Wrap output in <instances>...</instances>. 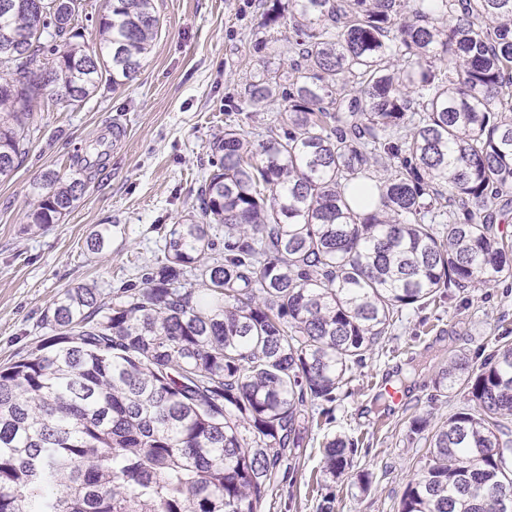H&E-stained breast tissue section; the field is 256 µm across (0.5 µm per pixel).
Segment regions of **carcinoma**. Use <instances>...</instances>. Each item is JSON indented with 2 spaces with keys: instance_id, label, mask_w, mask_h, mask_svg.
Segmentation results:
<instances>
[{
  "instance_id": "1",
  "label": "carcinoma",
  "mask_w": 512,
  "mask_h": 512,
  "mask_svg": "<svg viewBox=\"0 0 512 512\" xmlns=\"http://www.w3.org/2000/svg\"><path fill=\"white\" fill-rule=\"evenodd\" d=\"M5 2L1 180L49 94L35 72L81 103L133 79L160 29L155 0H109L90 50L81 0ZM261 5L264 27L288 21V76L264 60L240 98L278 96L284 113L259 142L224 127L200 218L171 225L139 284L108 301L66 288L44 315L54 335L0 369V512H265L309 408L336 401L403 310L512 277L496 227L512 202V0ZM86 186L44 171L25 230ZM111 240L98 224L86 244ZM458 386L448 420L409 424L429 458L398 512H512V342L480 364L453 356L439 387ZM362 445L326 439L323 475Z\"/></svg>"
}]
</instances>
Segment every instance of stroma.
Instances as JSON below:
<instances>
[{"mask_svg":"<svg viewBox=\"0 0 512 512\" xmlns=\"http://www.w3.org/2000/svg\"><path fill=\"white\" fill-rule=\"evenodd\" d=\"M160 32L137 77L101 83L86 102L48 97L31 106L29 154L0 182V367L52 334L43 315L65 288L92 283L102 298L139 283L162 255L171 224L199 211L198 189L210 170L209 145L226 124L250 137L278 115L277 105L247 107L239 91L262 73L256 44L264 37L259 0H155ZM108 136V156L75 209L42 230L25 229L41 173L73 174L85 147ZM98 224L111 225L103 253L88 251ZM512 339V278L449 289L424 309H407L369 352L351 383L315 415L291 482L280 483L266 512H397L413 472L427 461L423 441L409 439L413 416L446 420L462 392L438 395L435 379L453 354L483 359L498 337ZM405 395L392 406L383 392ZM368 441L338 481L316 482L327 436ZM370 473L369 487L360 476Z\"/></svg>","mask_w":512,"mask_h":512,"instance_id":"35a3bbf8","label":"stroma"}]
</instances>
